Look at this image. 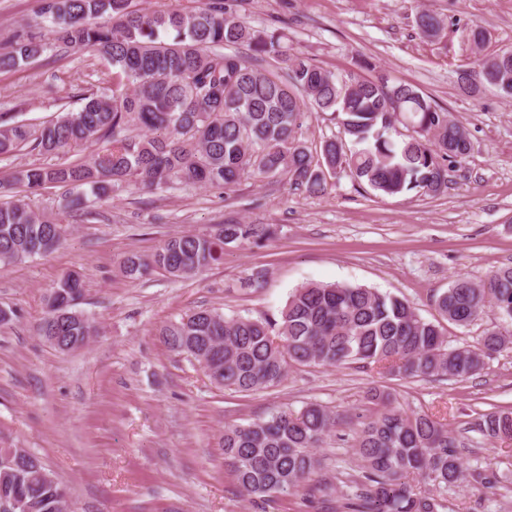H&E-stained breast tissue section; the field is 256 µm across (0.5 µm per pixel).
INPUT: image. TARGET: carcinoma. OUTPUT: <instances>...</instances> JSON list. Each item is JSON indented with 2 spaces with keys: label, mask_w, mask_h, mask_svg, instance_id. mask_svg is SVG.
<instances>
[{
  "label": "carcinoma",
  "mask_w": 512,
  "mask_h": 512,
  "mask_svg": "<svg viewBox=\"0 0 512 512\" xmlns=\"http://www.w3.org/2000/svg\"><path fill=\"white\" fill-rule=\"evenodd\" d=\"M137 0H39L31 21L0 54V71L29 64L47 49L35 30L47 26L59 44L91 51L112 67V82L80 98L39 127L0 113V156L24 147L57 154L77 147L83 158L21 169L13 181L35 195L66 188L61 208L85 211L124 185L163 190L179 181L227 191L249 177L284 181L309 193L325 189L327 171L339 170L380 195H438L448 189V165L471 151L468 133L411 84L382 74L343 78L288 46L281 33L240 20L233 0H197L190 9L139 8ZM420 34L437 37L443 20L423 10ZM473 66L459 71V89L476 96L492 88L512 99V49L483 53L487 32L466 30ZM245 45L251 55L236 47ZM313 112H330L343 138L321 146V160L300 138ZM403 127L410 131L404 135ZM66 228L24 199L0 202V268L58 248ZM276 234L271 224L227 223L208 236L183 234L150 257L128 253L123 276L139 280L158 270L173 278L198 275L224 259V248L257 245ZM83 274L72 271L51 290L42 337L55 336L62 353L93 333L77 310ZM439 315L422 318L408 300L377 289L307 284L295 289L278 319L226 316L199 309L160 330L164 343L196 360L213 383L236 392L279 384L292 365L375 366L390 376L464 379L485 359L512 350V265L480 281L457 277L433 296ZM508 327L489 329L475 349L449 346L444 323L468 326L488 307ZM364 414L345 417L355 435L351 491L336 497V512H444L443 492L466 480L446 424L426 413L409 415L391 394L373 388ZM339 423L317 404L277 410L247 425L224 429V464L239 492L272 502L309 488L328 497L320 477L321 446ZM482 432L512 440V407L483 415ZM42 460L28 448H0V494L15 493L22 512H65L47 482Z\"/></svg>",
  "instance_id": "cac0c4a2"
}]
</instances>
